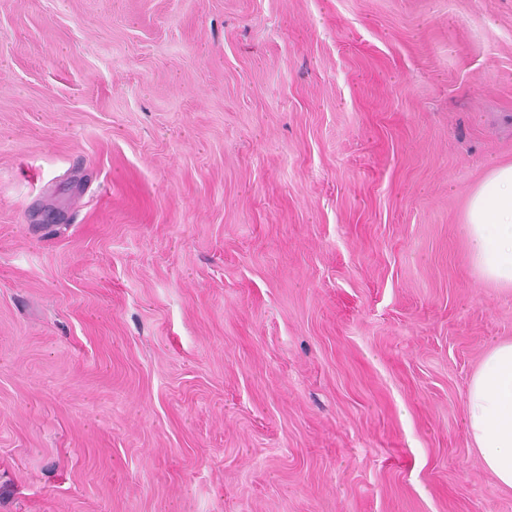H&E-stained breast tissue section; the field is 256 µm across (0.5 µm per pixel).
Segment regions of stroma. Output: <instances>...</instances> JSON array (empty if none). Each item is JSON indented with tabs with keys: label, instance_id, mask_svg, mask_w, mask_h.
I'll return each mask as SVG.
<instances>
[{
	"label": "stroma",
	"instance_id": "1",
	"mask_svg": "<svg viewBox=\"0 0 512 512\" xmlns=\"http://www.w3.org/2000/svg\"><path fill=\"white\" fill-rule=\"evenodd\" d=\"M508 161L512 0H0V512H512ZM477 280L512 291V163L491 165L475 185L461 224ZM464 423L484 467L512 490V340L492 344L473 373Z\"/></svg>",
	"mask_w": 512,
	"mask_h": 512
}]
</instances>
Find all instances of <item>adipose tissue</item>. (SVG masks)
<instances>
[{
    "mask_svg": "<svg viewBox=\"0 0 512 512\" xmlns=\"http://www.w3.org/2000/svg\"><path fill=\"white\" fill-rule=\"evenodd\" d=\"M471 269L485 285L512 291V163L491 165L461 224ZM466 431L497 484L512 490V340L492 344L466 395Z\"/></svg>",
    "mask_w": 512,
    "mask_h": 512,
    "instance_id": "1",
    "label": "adipose tissue"
}]
</instances>
